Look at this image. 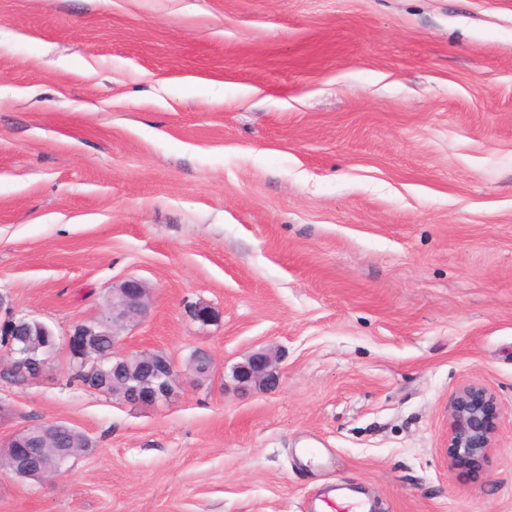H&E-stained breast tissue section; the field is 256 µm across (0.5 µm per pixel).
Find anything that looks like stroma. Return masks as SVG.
I'll use <instances>...</instances> for the list:
<instances>
[{"mask_svg":"<svg viewBox=\"0 0 512 512\" xmlns=\"http://www.w3.org/2000/svg\"><path fill=\"white\" fill-rule=\"evenodd\" d=\"M129 278L119 350L172 357L174 399L89 391L61 349L0 377V440L92 442L0 473V512H312L336 485L512 512V0H0V293L63 336ZM263 347L278 385L236 390ZM472 382L474 465L448 457ZM149 288L139 279L130 278L112 289V325L136 326L145 317ZM493 400L478 383L464 386L449 414L448 455L458 461L477 462L492 447ZM37 430L31 431L29 427L25 429H21L11 436H9L6 440L1 441V446L4 448H9L13 454L15 455V466L18 472H26L30 469L26 467L24 463V450L28 444V442L32 439L42 440L44 438V433L52 432L56 428L59 430H64L68 428L67 424L59 423V425H51L49 426L48 431L45 428L39 426Z\"/></svg>","mask_w":512,"mask_h":512,"instance_id":"35a3bbf8","label":"stroma"}]
</instances>
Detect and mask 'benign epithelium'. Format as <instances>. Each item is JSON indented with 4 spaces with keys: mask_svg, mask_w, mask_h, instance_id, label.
I'll return each mask as SVG.
<instances>
[{
    "mask_svg": "<svg viewBox=\"0 0 512 512\" xmlns=\"http://www.w3.org/2000/svg\"><path fill=\"white\" fill-rule=\"evenodd\" d=\"M149 288L139 279L130 278L112 289V323L136 326L145 317ZM37 320L15 314L0 317V335L6 344L0 354L7 358V371L19 381L42 377L54 350L40 353L33 348L27 328ZM92 329L78 325L65 336V350L84 375L83 387L104 395H112L125 403L155 407L171 400L175 393L178 371L173 359L159 351L145 350L125 355L117 350V336H112V354L91 360L85 354ZM278 357L268 349L249 354L233 371L237 388L252 385L274 386L279 382ZM493 400L478 383L464 386L456 396L449 414L448 455L458 461L476 462L492 447ZM46 429H21L0 446L15 455L17 471L26 472L24 450L32 439L44 438Z\"/></svg>",
    "mask_w": 512,
    "mask_h": 512,
    "instance_id": "obj_1",
    "label": "benign epithelium"
}]
</instances>
